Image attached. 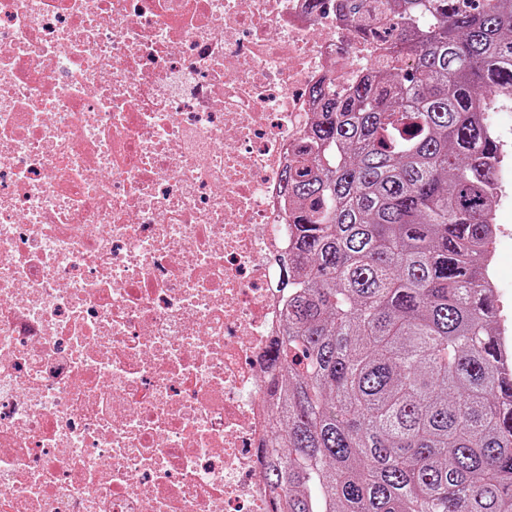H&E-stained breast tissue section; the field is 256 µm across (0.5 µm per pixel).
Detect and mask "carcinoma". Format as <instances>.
Listing matches in <instances>:
<instances>
[{
  "mask_svg": "<svg viewBox=\"0 0 512 512\" xmlns=\"http://www.w3.org/2000/svg\"><path fill=\"white\" fill-rule=\"evenodd\" d=\"M338 0L395 54L323 83L281 181L293 203L265 382L274 512H512V362L492 286L485 114L512 102V0Z\"/></svg>",
  "mask_w": 512,
  "mask_h": 512,
  "instance_id": "obj_1",
  "label": "carcinoma"
}]
</instances>
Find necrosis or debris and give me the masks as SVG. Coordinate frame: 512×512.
I'll list each match as a JSON object with an SVG mask.
<instances>
[{
	"label": "necrosis or debris",
	"instance_id": "1",
	"mask_svg": "<svg viewBox=\"0 0 512 512\" xmlns=\"http://www.w3.org/2000/svg\"><path fill=\"white\" fill-rule=\"evenodd\" d=\"M334 0H0V512H270L288 205Z\"/></svg>",
	"mask_w": 512,
	"mask_h": 512
}]
</instances>
